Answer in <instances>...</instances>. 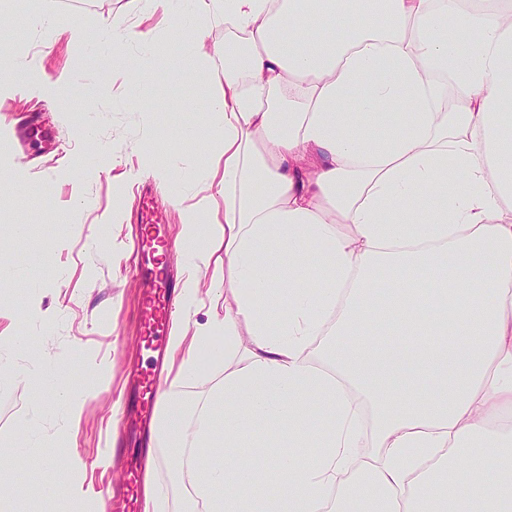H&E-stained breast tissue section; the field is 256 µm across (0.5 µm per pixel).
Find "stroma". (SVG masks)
Returning a JSON list of instances; mask_svg holds the SVG:
<instances>
[{"mask_svg":"<svg viewBox=\"0 0 512 512\" xmlns=\"http://www.w3.org/2000/svg\"><path fill=\"white\" fill-rule=\"evenodd\" d=\"M0 44L21 40L23 61L39 60L38 74L61 79L64 91L40 92L0 85V221L25 224L29 235H0V358L26 364L13 339L26 336L46 356L65 354L70 373L65 387L76 392L96 385L98 393L83 409L76 438L67 435L69 417L43 400L37 384L0 388V449L25 485V497L12 512H95L106 497V512H194L188 475L170 465L175 449L150 439L135 420L144 397L141 383L153 371L154 349L166 348L176 326L205 322L210 308H223L224 292L203 295L199 309H173L167 323H155L144 298L149 277L133 256L144 233L179 239L185 209L211 196L223 202L224 189L206 186L193 174L215 144L206 129L194 128L195 144L156 143L161 128L182 129L221 92L224 79V24L212 23L203 43L210 57L194 82L182 78L190 60L181 38L146 0H0ZM94 38L105 25L132 27L155 46L149 69L158 82L125 79L117 71L120 53L108 50L81 56L72 26ZM40 110L41 128L21 147L7 115ZM170 156L187 177L171 191L146 161L152 149ZM51 184L49 197L17 202L13 184ZM158 193L149 225L133 223L131 213L144 189ZM39 304L48 321L31 315ZM224 380V356L204 360L188 382L168 381L170 398L195 410ZM36 425V437L27 428ZM72 448L82 464L64 461L46 467L47 457ZM130 448L151 449V480L160 495L150 505L127 501ZM63 481L82 487L77 497L45 498L46 485Z\"/></svg>","mask_w":512,"mask_h":512,"instance_id":"35a3bbf8","label":"stroma"}]
</instances>
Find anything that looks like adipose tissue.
<instances>
[{"label": "adipose tissue", "instance_id": "obj_1", "mask_svg": "<svg viewBox=\"0 0 512 512\" xmlns=\"http://www.w3.org/2000/svg\"><path fill=\"white\" fill-rule=\"evenodd\" d=\"M151 4L192 30L187 54L215 20L230 35L202 117L224 169H198L222 176L224 221L189 208L179 242L183 305L220 283L224 313L169 354L191 379L220 334L236 366L195 417L168 401L157 424L169 447L209 451L176 462L193 498L204 512H512V0ZM326 335L340 342L313 364ZM66 371L37 355L0 366V383H37L74 420L97 390H61ZM259 425L287 448L253 443Z\"/></svg>", "mask_w": 512, "mask_h": 512}]
</instances>
